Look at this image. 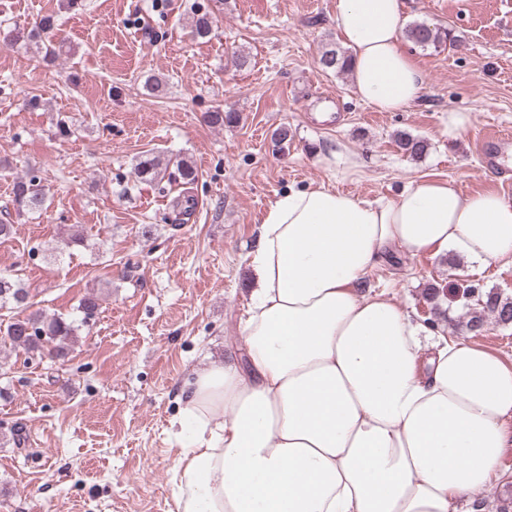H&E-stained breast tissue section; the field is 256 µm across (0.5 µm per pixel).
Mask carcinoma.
<instances>
[{
  "mask_svg": "<svg viewBox=\"0 0 512 512\" xmlns=\"http://www.w3.org/2000/svg\"><path fill=\"white\" fill-rule=\"evenodd\" d=\"M214 16L205 7L197 9L192 23V33L197 38L211 34ZM56 16L47 14L30 29L15 27L8 31L5 42L26 50L33 49L42 59L54 61L65 53L64 43L55 40ZM408 40L425 49L439 48L453 41L451 33L425 22H413L405 30ZM351 56L334 43L324 46L319 62L323 69L336 73L349 71ZM238 112L231 108L217 106L206 113V122L213 128L233 126L239 123ZM397 147L411 157H419L427 150V142L407 133H399L395 139ZM136 181L140 183H178L193 185L198 182V171L194 163L183 157L145 155L134 166ZM46 190L40 178L35 175H20L12 181L11 204L16 213H33L41 210L46 202ZM458 297L466 308L465 330L472 334L477 325H485L486 317L492 316L496 322L512 325V298L500 292H488L467 285L458 290ZM29 291L19 278L0 276V310L19 309L23 314L12 318L4 332V342L10 347L21 348L28 353L41 356L50 354L57 358L69 355L71 341L78 327L74 322L61 316L45 317L38 312L26 313ZM81 323L89 324L99 310V296L92 292L80 302Z\"/></svg>",
  "mask_w": 512,
  "mask_h": 512,
  "instance_id": "1",
  "label": "carcinoma"
}]
</instances>
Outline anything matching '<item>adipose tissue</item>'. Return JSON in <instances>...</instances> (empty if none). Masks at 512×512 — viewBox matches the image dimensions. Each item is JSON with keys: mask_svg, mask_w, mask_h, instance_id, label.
<instances>
[{"mask_svg": "<svg viewBox=\"0 0 512 512\" xmlns=\"http://www.w3.org/2000/svg\"><path fill=\"white\" fill-rule=\"evenodd\" d=\"M404 0H336L351 84L379 112L420 99ZM512 263V199L423 179L368 201L319 185L265 210L248 264L244 363L195 371L177 422L176 512H485L512 447V363L363 292L397 248Z\"/></svg>", "mask_w": 512, "mask_h": 512, "instance_id": "adipose-tissue-1", "label": "adipose tissue"}]
</instances>
